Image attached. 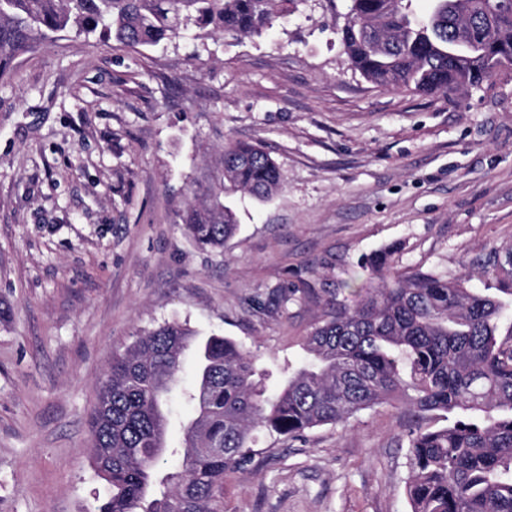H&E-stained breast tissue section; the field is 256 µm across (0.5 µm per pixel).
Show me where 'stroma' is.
<instances>
[{"label":"stroma","instance_id":"35a3bbf8","mask_svg":"<svg viewBox=\"0 0 512 512\" xmlns=\"http://www.w3.org/2000/svg\"><path fill=\"white\" fill-rule=\"evenodd\" d=\"M351 0H292L260 36L189 25L130 48L61 33L0 82V512H95L90 422L114 351L164 322L226 336L276 386L365 258L512 288V79L450 97L350 65ZM245 141L282 187L222 198L239 230L203 251L179 216ZM296 298L284 302L285 292ZM404 404L297 438L257 432L224 512H410Z\"/></svg>","mask_w":512,"mask_h":512}]
</instances>
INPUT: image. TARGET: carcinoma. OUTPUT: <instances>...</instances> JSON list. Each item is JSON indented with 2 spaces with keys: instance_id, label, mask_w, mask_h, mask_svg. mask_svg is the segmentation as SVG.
Instances as JSON below:
<instances>
[{
  "instance_id": "carcinoma-1",
  "label": "carcinoma",
  "mask_w": 512,
  "mask_h": 512,
  "mask_svg": "<svg viewBox=\"0 0 512 512\" xmlns=\"http://www.w3.org/2000/svg\"><path fill=\"white\" fill-rule=\"evenodd\" d=\"M412 0H351L362 24L341 29L351 66L384 88L434 95L512 77V14L496 0H433L427 17ZM280 0H0V81L16 59L66 30L96 31L126 46H157L189 21L248 36L283 16ZM215 180L259 200L282 185L260 147L229 144ZM202 249H219L238 230L215 193L180 215ZM393 245L365 265L371 284L351 304L332 297L304 336L306 361L268 393L255 358L236 341L199 342L166 322L112 356L91 418L93 464L111 487L96 512H217L224 476L254 460L257 429L293 438L360 412L404 400L406 494L411 512H512V328L499 333L508 304L454 277L395 269ZM197 356L198 381L182 395L195 416L182 424V468L158 471L168 452V398L182 357ZM458 412L433 429V412Z\"/></svg>"
}]
</instances>
